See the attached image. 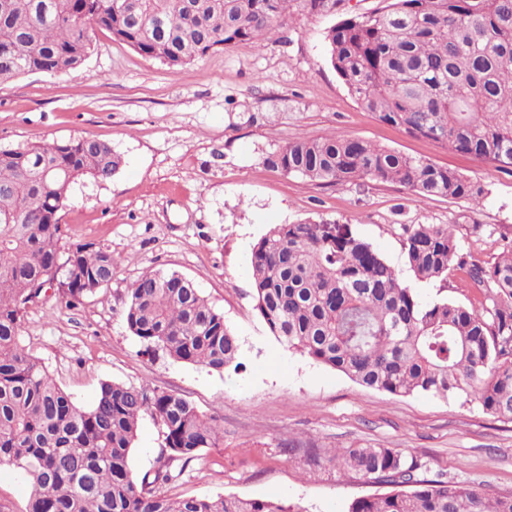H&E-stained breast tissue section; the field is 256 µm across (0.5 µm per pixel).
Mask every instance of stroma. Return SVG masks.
Masks as SVG:
<instances>
[{
	"instance_id": "obj_1",
	"label": "stroma",
	"mask_w": 512,
	"mask_h": 512,
	"mask_svg": "<svg viewBox=\"0 0 512 512\" xmlns=\"http://www.w3.org/2000/svg\"><path fill=\"white\" fill-rule=\"evenodd\" d=\"M384 0H341L311 13L294 0L274 40L241 42L171 68L96 31L78 68L0 83V148L77 139L112 145L122 160L111 179H78L61 211L62 247L77 241L112 252V280L81 304L30 306L20 341L78 406L103 381L175 392L224 428L166 495L275 498L306 512H346L359 497L387 492L340 469L337 448H396L428 478L512 493V422L478 402L397 396L288 350L258 316L250 254L274 224H346L371 242L420 300L441 295L481 308L462 273L449 289L417 281L405 264L402 228L450 224L465 252L494 260L512 238V173L441 143L414 138L363 109L329 63L325 34L347 14ZM340 133L425 158L484 187L480 202L416 201L396 185L360 180L337 189L264 165L287 141ZM190 278L236 333L244 370L215 372L143 355L127 327V290L143 272ZM163 428L144 415L131 450L135 472L154 470Z\"/></svg>"
}]
</instances>
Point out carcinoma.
I'll return each mask as SVG.
<instances>
[{
	"instance_id": "carcinoma-1",
	"label": "carcinoma",
	"mask_w": 512,
	"mask_h": 512,
	"mask_svg": "<svg viewBox=\"0 0 512 512\" xmlns=\"http://www.w3.org/2000/svg\"><path fill=\"white\" fill-rule=\"evenodd\" d=\"M292 0H0V82L81 66L97 29L170 67L238 42L272 40ZM337 76L367 111L410 136L429 138L498 169H512V0H387L350 14L325 36ZM264 163L343 188L367 178L421 200L477 202L482 186L429 160L341 134L290 140ZM121 157L102 141L70 140L0 149V465L25 475L24 512H303L278 499L170 498L160 492L224 428L185 398L142 384L103 381L78 406L20 343L28 304L57 282L68 307L112 280V251L60 243L71 185L105 181ZM405 263L420 282L448 286L466 274L485 288L482 309L448 297L423 305L399 272L351 228L276 224L253 246L255 309L277 342L358 384L409 396L477 401L512 422V240L476 263L451 224L403 226ZM188 277L142 274L124 318L148 354L222 372L238 370L240 343ZM164 430L159 465L130 464L138 424ZM336 462L385 494L357 498L347 512H512L511 494L466 482L420 479L419 462L395 448H347Z\"/></svg>"
}]
</instances>
